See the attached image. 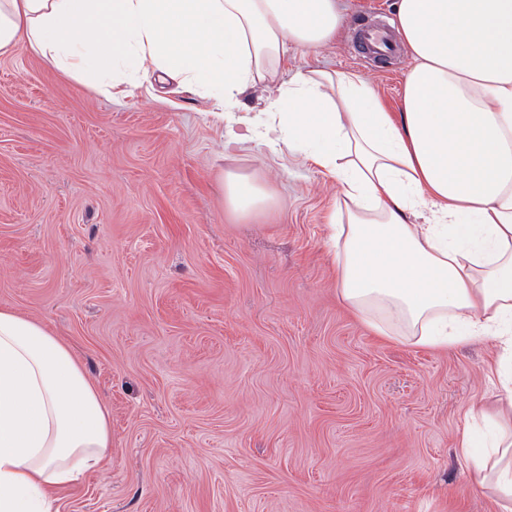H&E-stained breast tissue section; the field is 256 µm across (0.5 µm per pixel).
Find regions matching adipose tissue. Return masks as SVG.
<instances>
[{
  "label": "adipose tissue",
  "mask_w": 512,
  "mask_h": 512,
  "mask_svg": "<svg viewBox=\"0 0 512 512\" xmlns=\"http://www.w3.org/2000/svg\"><path fill=\"white\" fill-rule=\"evenodd\" d=\"M339 0H0V56L25 48L64 73L126 92L179 80L215 100L228 139L287 146L335 176L328 242L341 302L376 335L432 349L497 342L508 407L473 410L459 452L473 487L512 512V0H395L410 63L388 112L358 74L282 83L289 50L332 44ZM273 84L258 112L240 96ZM247 217L272 195L224 175ZM112 420L70 347L0 310V512H58L55 493L100 472Z\"/></svg>",
  "instance_id": "ef3b65f1"
}]
</instances>
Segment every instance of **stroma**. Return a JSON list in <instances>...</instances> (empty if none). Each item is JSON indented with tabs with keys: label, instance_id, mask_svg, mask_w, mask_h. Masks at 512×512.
I'll return each instance as SVG.
<instances>
[{
	"label": "stroma",
	"instance_id": "35a3bbf8",
	"mask_svg": "<svg viewBox=\"0 0 512 512\" xmlns=\"http://www.w3.org/2000/svg\"><path fill=\"white\" fill-rule=\"evenodd\" d=\"M393 0H340L336 41L281 79L351 71L388 111L407 56L361 57ZM176 82L106 96L28 50L0 57V309L74 350L112 416L103 471L59 512H498L458 452L500 350L375 336L342 305L335 178L299 152L227 144ZM264 184L249 217L224 174ZM224 202L232 212L244 217L274 204L272 195L262 186L234 172L224 174Z\"/></svg>",
	"mask_w": 512,
	"mask_h": 512
}]
</instances>
